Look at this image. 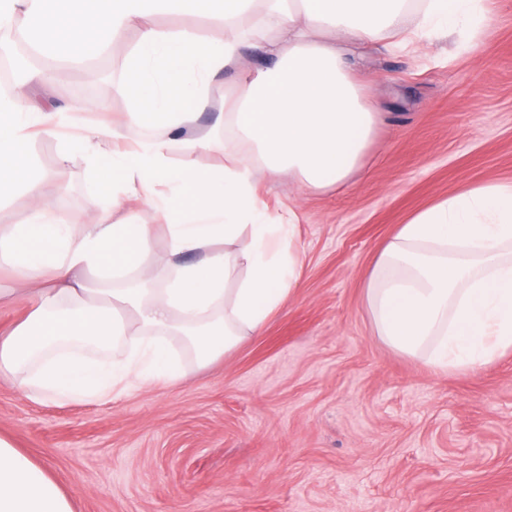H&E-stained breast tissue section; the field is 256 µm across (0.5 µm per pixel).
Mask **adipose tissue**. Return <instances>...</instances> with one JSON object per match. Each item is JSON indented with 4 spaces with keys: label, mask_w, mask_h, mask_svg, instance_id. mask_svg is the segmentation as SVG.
I'll use <instances>...</instances> for the list:
<instances>
[{
    "label": "adipose tissue",
    "mask_w": 512,
    "mask_h": 512,
    "mask_svg": "<svg viewBox=\"0 0 512 512\" xmlns=\"http://www.w3.org/2000/svg\"><path fill=\"white\" fill-rule=\"evenodd\" d=\"M410 2L0 0V212L20 197L35 215L0 224V303L31 301L0 331V377L37 402L106 403L180 384L258 335L304 270L298 216L269 211L258 172L306 193L339 189L375 133L346 45L460 33L473 47L493 18V0H420L410 30ZM247 47L262 60L241 70ZM108 51L120 55L111 80L124 112L36 97L63 64L86 65L95 83L87 61ZM44 136L60 165L78 167L85 213L63 215L43 194L33 147ZM363 292L375 336L433 373L512 351V184L448 196L399 225ZM0 512H73L1 435Z\"/></svg>",
    "instance_id": "ef3b65f1"
}]
</instances>
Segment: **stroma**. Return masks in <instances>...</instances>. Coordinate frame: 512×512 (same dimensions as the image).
Wrapping results in <instances>:
<instances>
[{
	"label": "stroma",
	"instance_id": "obj_1",
	"mask_svg": "<svg viewBox=\"0 0 512 512\" xmlns=\"http://www.w3.org/2000/svg\"><path fill=\"white\" fill-rule=\"evenodd\" d=\"M355 74L378 109L366 164L340 190L299 196L304 276L260 335L174 387L103 404H36L0 380V435L42 466L73 512H512V352L436 375L373 335L363 288L396 225L487 183H512V0L476 48L457 35L363 46ZM111 60L40 88L57 101L112 95ZM45 195L85 211L76 166Z\"/></svg>",
	"mask_w": 512,
	"mask_h": 512
}]
</instances>
